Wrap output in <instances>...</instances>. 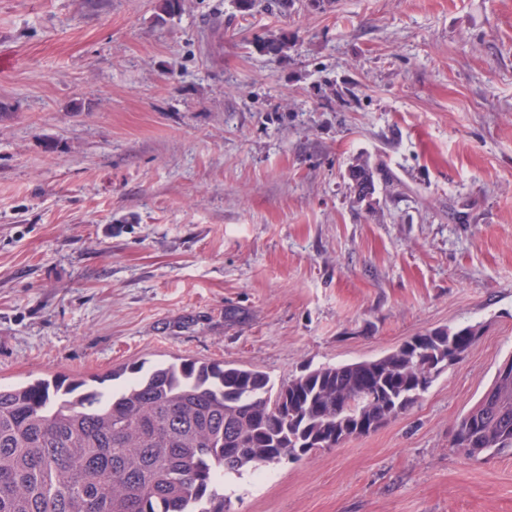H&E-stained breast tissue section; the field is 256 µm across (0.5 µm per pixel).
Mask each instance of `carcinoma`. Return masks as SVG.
I'll return each mask as SVG.
<instances>
[{
  "mask_svg": "<svg viewBox=\"0 0 512 512\" xmlns=\"http://www.w3.org/2000/svg\"><path fill=\"white\" fill-rule=\"evenodd\" d=\"M383 168L349 176L371 198ZM431 330L386 355L321 366L280 384L264 372L184 360L120 375H53L0 387V512H230L226 474L300 460L408 411L478 340ZM470 461L512 452V359L458 420Z\"/></svg>",
  "mask_w": 512,
  "mask_h": 512,
  "instance_id": "cac0c4a2",
  "label": "carcinoma"
}]
</instances>
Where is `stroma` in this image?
Wrapping results in <instances>:
<instances>
[{"label":"stroma","instance_id":"obj_1","mask_svg":"<svg viewBox=\"0 0 512 512\" xmlns=\"http://www.w3.org/2000/svg\"><path fill=\"white\" fill-rule=\"evenodd\" d=\"M469 325L378 430L225 476L231 512H512V454L451 446L512 358V0H0L1 384L279 383ZM384 171L381 166L371 167L368 162H356L350 167L349 176L354 183L357 200L370 199L375 192V175Z\"/></svg>","mask_w":512,"mask_h":512}]
</instances>
